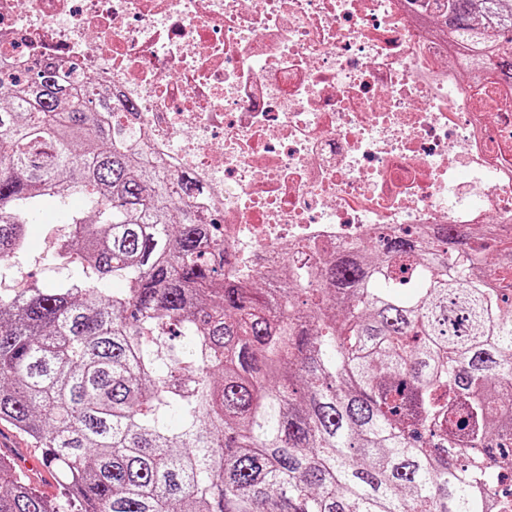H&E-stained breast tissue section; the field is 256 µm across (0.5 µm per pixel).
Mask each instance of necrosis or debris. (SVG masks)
I'll return each mask as SVG.
<instances>
[{
	"label": "necrosis or debris",
	"instance_id": "1",
	"mask_svg": "<svg viewBox=\"0 0 512 512\" xmlns=\"http://www.w3.org/2000/svg\"><path fill=\"white\" fill-rule=\"evenodd\" d=\"M404 0H0V68L47 61L132 101L273 288L341 244L487 225L512 239V108Z\"/></svg>",
	"mask_w": 512,
	"mask_h": 512
}]
</instances>
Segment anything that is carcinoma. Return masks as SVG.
Wrapping results in <instances>:
<instances>
[{"mask_svg":"<svg viewBox=\"0 0 512 512\" xmlns=\"http://www.w3.org/2000/svg\"><path fill=\"white\" fill-rule=\"evenodd\" d=\"M468 71L512 90V0L434 2ZM44 65L0 72V268L49 203V261L0 290V422L78 512H500L512 469V247L455 224L329 256L279 299L224 277L197 179L96 118L126 99ZM80 210L65 209L74 195ZM125 284L107 293L105 280ZM179 416L171 428L170 411ZM0 512H72L0 456Z\"/></svg>","mask_w":512,"mask_h":512,"instance_id":"cac0c4a2","label":"carcinoma"}]
</instances>
